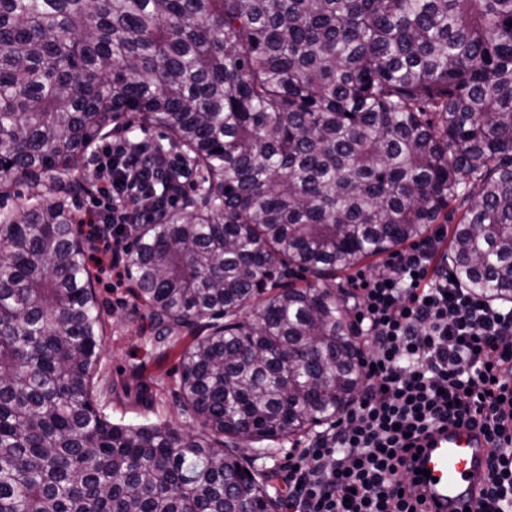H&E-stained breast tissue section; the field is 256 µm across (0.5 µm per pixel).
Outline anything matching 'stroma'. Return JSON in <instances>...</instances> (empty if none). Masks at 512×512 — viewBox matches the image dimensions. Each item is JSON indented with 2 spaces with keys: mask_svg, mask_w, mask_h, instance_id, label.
I'll list each match as a JSON object with an SVG mask.
<instances>
[{
  "mask_svg": "<svg viewBox=\"0 0 512 512\" xmlns=\"http://www.w3.org/2000/svg\"><path fill=\"white\" fill-rule=\"evenodd\" d=\"M95 291L105 318L104 351L95 379L97 405L112 421L124 424L169 422L185 430L195 422L179 407V359L190 344L184 336L170 348L151 342L145 310L135 305L128 289L116 288L111 278L96 273ZM149 378V404L136 403L135 382Z\"/></svg>",
  "mask_w": 512,
  "mask_h": 512,
  "instance_id": "35a3bbf8",
  "label": "stroma"
}]
</instances>
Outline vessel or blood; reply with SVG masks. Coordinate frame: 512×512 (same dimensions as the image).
I'll return each instance as SVG.
<instances>
[{"label": "vessel or blood", "instance_id": "obj_1", "mask_svg": "<svg viewBox=\"0 0 512 512\" xmlns=\"http://www.w3.org/2000/svg\"><path fill=\"white\" fill-rule=\"evenodd\" d=\"M413 452L425 512H466L474 506L491 452L485 434L451 424L419 440Z\"/></svg>", "mask_w": 512, "mask_h": 512}]
</instances>
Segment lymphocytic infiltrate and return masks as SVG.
Wrapping results in <instances>:
<instances>
[{"instance_id":"f902f5d3","label":"lymphocytic infiltrate","mask_w":512,"mask_h":512,"mask_svg":"<svg viewBox=\"0 0 512 512\" xmlns=\"http://www.w3.org/2000/svg\"><path fill=\"white\" fill-rule=\"evenodd\" d=\"M99 183L82 233L99 270L121 276L122 236L154 221L149 181L169 183L168 205L192 186L187 163L154 159L130 139L96 155ZM437 234L391 254L386 272L354 293L352 321L362 354L357 399L279 465L284 512H421L405 456L412 439L465 423L492 442L477 512H512V306L457 286L438 261Z\"/></svg>"}]
</instances>
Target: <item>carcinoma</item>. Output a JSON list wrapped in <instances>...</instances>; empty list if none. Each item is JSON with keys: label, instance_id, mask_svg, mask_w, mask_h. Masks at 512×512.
<instances>
[{"label": "carcinoma", "instance_id": "cac0c4a2", "mask_svg": "<svg viewBox=\"0 0 512 512\" xmlns=\"http://www.w3.org/2000/svg\"><path fill=\"white\" fill-rule=\"evenodd\" d=\"M134 118L200 191L133 224L131 296L200 430L114 423L77 159ZM0 512H277L241 442L362 388L337 275L454 223L512 301V0H0ZM305 346L304 365L290 352Z\"/></svg>", "mask_w": 512, "mask_h": 512}]
</instances>
